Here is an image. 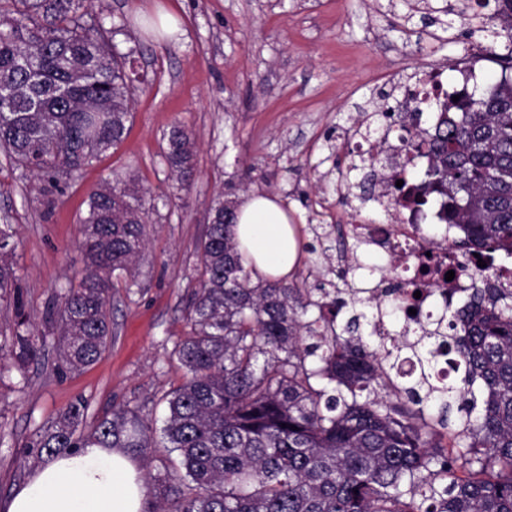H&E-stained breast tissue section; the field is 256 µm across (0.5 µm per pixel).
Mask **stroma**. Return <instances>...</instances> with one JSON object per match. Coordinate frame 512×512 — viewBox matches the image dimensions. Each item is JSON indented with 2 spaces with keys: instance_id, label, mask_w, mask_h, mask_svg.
<instances>
[{
  "instance_id": "obj_1",
  "label": "stroma",
  "mask_w": 512,
  "mask_h": 512,
  "mask_svg": "<svg viewBox=\"0 0 512 512\" xmlns=\"http://www.w3.org/2000/svg\"><path fill=\"white\" fill-rule=\"evenodd\" d=\"M86 9L120 25L115 42L133 51L141 80L123 142L60 188L21 178L0 153L15 293L43 343L40 361L0 376V498L34 471V441L74 401L91 421L119 406L162 420L164 394L185 375L171 352L188 331L196 244L221 193L275 195L302 231L345 223L335 162L353 149L348 132L362 110L396 108L416 72L452 68L470 50L462 23H403L402 0H88ZM177 123L196 140L197 175L186 188L163 159ZM117 173L156 207L150 243L135 282L112 291L109 348L63 376L49 315L84 274L88 194Z\"/></svg>"
}]
</instances>
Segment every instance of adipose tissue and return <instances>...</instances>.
<instances>
[{"instance_id": "obj_1", "label": "adipose tissue", "mask_w": 512, "mask_h": 512, "mask_svg": "<svg viewBox=\"0 0 512 512\" xmlns=\"http://www.w3.org/2000/svg\"><path fill=\"white\" fill-rule=\"evenodd\" d=\"M234 240L246 267L267 279L288 276L300 259V238L279 202L242 195ZM139 461L112 448H84L38 466L0 499V512H146Z\"/></svg>"}]
</instances>
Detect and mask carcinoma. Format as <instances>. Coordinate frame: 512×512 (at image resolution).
Returning a JSON list of instances; mask_svg holds the SVG:
<instances>
[{
    "label": "carcinoma",
    "mask_w": 512,
    "mask_h": 512,
    "mask_svg": "<svg viewBox=\"0 0 512 512\" xmlns=\"http://www.w3.org/2000/svg\"><path fill=\"white\" fill-rule=\"evenodd\" d=\"M488 15L489 52L512 62V0ZM114 30L85 0H0V149L21 176H72L118 147L131 118L138 74ZM432 130L406 140L417 175L448 197L454 245L512 259V75L430 115ZM196 142L182 125L164 158L182 187L196 176ZM378 158L358 153L339 180L365 202L356 173ZM416 211L422 191L390 187ZM152 208L120 174L89 193L80 217L86 272L62 297L58 371L98 362L112 336L113 279H135ZM236 201L219 199L197 245L199 288L187 335L172 355L185 381L165 396L164 447L179 467L148 473L147 512H512V288L501 269L474 263L483 283L460 306L446 299L422 327L377 335L364 308L398 313L402 283L371 297L348 279V251L335 229L310 226L302 251L321 276L253 279L232 235ZM13 225L0 222V299L17 280L9 261ZM15 357L41 346L14 299ZM448 363V371L440 369ZM71 403L35 442L37 457L80 448H119L146 458L154 429L127 407L96 420ZM296 429H291V426Z\"/></svg>",
    "instance_id": "1"
}]
</instances>
